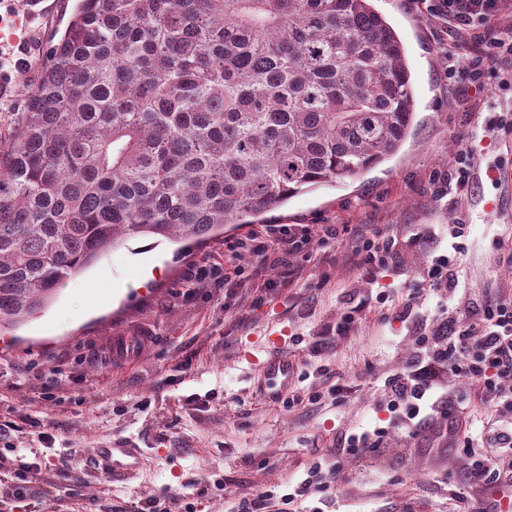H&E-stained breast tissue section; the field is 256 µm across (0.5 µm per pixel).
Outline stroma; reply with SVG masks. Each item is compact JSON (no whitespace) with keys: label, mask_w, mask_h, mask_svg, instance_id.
Listing matches in <instances>:
<instances>
[{"label":"stroma","mask_w":512,"mask_h":512,"mask_svg":"<svg viewBox=\"0 0 512 512\" xmlns=\"http://www.w3.org/2000/svg\"><path fill=\"white\" fill-rule=\"evenodd\" d=\"M76 0H0V127L23 108L35 62L57 42ZM402 40L416 97V117L393 158L334 187L298 194L265 216L266 225L309 230L312 261L296 258L290 274L260 270L266 288L190 284L192 272L223 262L225 233L203 247L147 236L106 251L65 280L45 309L11 328L0 345V512H235L238 503L288 491L310 462L339 463L349 479L327 503H295V512H451L454 497L493 499L491 487L467 483L468 460L433 450L436 414L416 428L396 429L391 447L354 458L337 456L344 434L373 428L385 381L401 372L421 332L512 298V130L488 120L512 113V89L482 88L448 77L442 47L474 50L469 35L433 23L418 0H373ZM25 58L24 66L12 64ZM474 156L467 187L449 186L461 152ZM350 234L320 247L321 225ZM452 224H466L455 286L426 290L430 257L452 254ZM400 241L394 268H365L354 236L373 230ZM418 298L411 316L402 308ZM385 293L388 300L377 304ZM362 318L352 335L333 328L353 306ZM284 338L298 363L295 403L256 399L250 381L264 354L257 343ZM136 337V365L117 370L112 339ZM62 370L66 379L55 382ZM344 387L341 400L329 387ZM103 448H149L130 479L103 472ZM26 486L28 496L15 490Z\"/></svg>","instance_id":"stroma-1"}]
</instances>
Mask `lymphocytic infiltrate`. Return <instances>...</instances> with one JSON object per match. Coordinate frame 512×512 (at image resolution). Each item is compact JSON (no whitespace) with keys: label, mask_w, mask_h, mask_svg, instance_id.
<instances>
[{"label":"lymphocytic infiltrate","mask_w":512,"mask_h":512,"mask_svg":"<svg viewBox=\"0 0 512 512\" xmlns=\"http://www.w3.org/2000/svg\"><path fill=\"white\" fill-rule=\"evenodd\" d=\"M426 13L435 21L451 22L455 27L475 31L479 51L459 64L458 54L444 48L441 56L449 75L463 74L466 80L479 84L488 76V65L500 57H512V38L499 37L493 22L512 27V0H421ZM307 245L290 225L273 230L251 232L227 244L224 262L195 273V280L224 279L225 283L246 282L245 269L237 262L245 252L280 268H287L292 257ZM357 247L364 265L376 271L393 267L398 253L397 238L382 234L361 237ZM417 356L402 372L387 380L389 386L386 409L389 424L370 431L343 437L339 450L358 457L367 451L387 447L391 429L420 426L429 412L444 403L438 395L441 374L453 376L459 383L478 385L481 399L491 410L512 415V299H497L485 304L449 332L433 328L415 339ZM469 461L468 475L477 484L512 482V467H504L500 456L512 451V422L493 429L489 437L467 436L457 446ZM344 480L341 469L332 468L324 460L313 461L307 476L293 485L288 493L275 495L266 490L253 499L239 503L237 512H267L272 503L290 505L312 495L329 498L334 485Z\"/></svg>","instance_id":"obj_1"}]
</instances>
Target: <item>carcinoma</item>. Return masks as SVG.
<instances>
[{
  "instance_id": "1",
  "label": "carcinoma",
  "mask_w": 512,
  "mask_h": 512,
  "mask_svg": "<svg viewBox=\"0 0 512 512\" xmlns=\"http://www.w3.org/2000/svg\"><path fill=\"white\" fill-rule=\"evenodd\" d=\"M415 109L371 0H77L0 132V330L119 242L201 245L377 166Z\"/></svg>"
}]
</instances>
